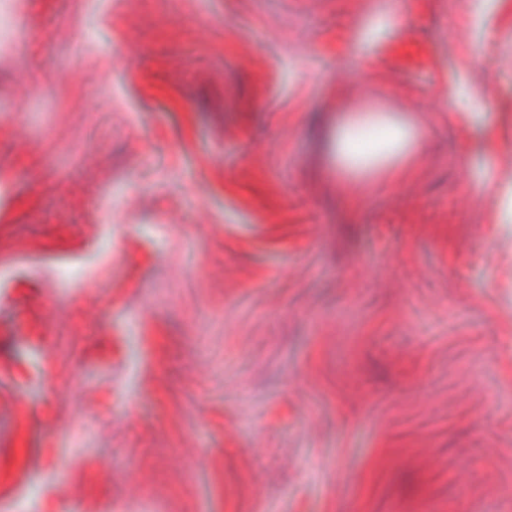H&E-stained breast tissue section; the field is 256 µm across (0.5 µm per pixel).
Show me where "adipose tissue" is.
Segmentation results:
<instances>
[{
  "label": "adipose tissue",
  "mask_w": 512,
  "mask_h": 512,
  "mask_svg": "<svg viewBox=\"0 0 512 512\" xmlns=\"http://www.w3.org/2000/svg\"><path fill=\"white\" fill-rule=\"evenodd\" d=\"M412 141L408 124L385 112H354L337 126L328 152L337 170L351 177L349 206L357 205L361 186H393L417 178V168L403 161Z\"/></svg>",
  "instance_id": "ef3b65f1"
}]
</instances>
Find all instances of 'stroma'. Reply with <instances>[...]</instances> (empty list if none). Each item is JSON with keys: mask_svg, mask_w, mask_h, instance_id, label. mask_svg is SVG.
<instances>
[{"mask_svg": "<svg viewBox=\"0 0 512 512\" xmlns=\"http://www.w3.org/2000/svg\"><path fill=\"white\" fill-rule=\"evenodd\" d=\"M0 15V512H512V0ZM413 142L410 127L385 112H351L329 140L328 152L336 169L351 176L348 204L355 207L364 185L393 186L414 181L418 169L400 159Z\"/></svg>", "mask_w": 512, "mask_h": 512, "instance_id": "obj_1", "label": "stroma"}]
</instances>
